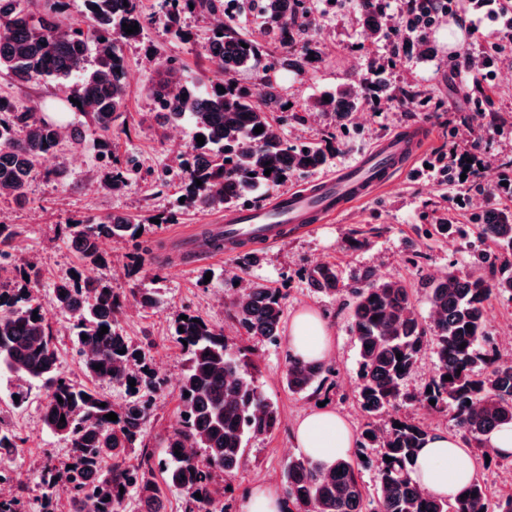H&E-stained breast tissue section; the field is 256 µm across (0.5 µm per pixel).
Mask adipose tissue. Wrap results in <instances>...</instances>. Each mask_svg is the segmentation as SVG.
<instances>
[{"label":"adipose tissue","mask_w":512,"mask_h":512,"mask_svg":"<svg viewBox=\"0 0 512 512\" xmlns=\"http://www.w3.org/2000/svg\"><path fill=\"white\" fill-rule=\"evenodd\" d=\"M333 346L330 328L315 311L307 309L293 316L287 338L291 357L322 360ZM295 440L305 455L328 468L349 456L355 444L344 418L326 406L312 409L298 421ZM476 469L474 455L457 435L437 431L420 449L413 476L429 493L452 500L471 481Z\"/></svg>","instance_id":"1"}]
</instances>
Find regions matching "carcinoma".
<instances>
[{
  "label": "carcinoma",
  "mask_w": 512,
  "mask_h": 512,
  "mask_svg": "<svg viewBox=\"0 0 512 512\" xmlns=\"http://www.w3.org/2000/svg\"><path fill=\"white\" fill-rule=\"evenodd\" d=\"M31 0H0V73L19 83L81 76L71 107L89 118L62 125L46 113L22 107L0 97V194L21 204L27 200L36 170L64 143L80 144L95 136L98 154L111 153L112 124L125 111L126 62L123 42L144 36L150 17L140 0H83L86 27L64 21L63 0H46L33 11ZM360 17L377 36L385 35L373 0H361ZM168 31L186 36L180 25L185 13L216 14L224 0H164ZM265 33L285 53L295 57L292 66L304 72L319 61L314 24L306 0H261L255 9ZM138 24L128 34L122 24ZM96 60L86 69L89 46ZM207 59L222 67L224 78L197 89L181 84L177 67L166 64L165 78L152 85L153 119L165 126L189 118L195 134L184 162L182 196L175 208L210 210L237 203L260 188L281 184L279 178L315 170L327 161L321 142L288 143L273 134L269 113L279 104L277 87L265 84L261 97L238 84L237 72L258 66L264 47L242 31L228 16L214 26L204 46ZM315 98L309 109L334 113L343 121L363 108L372 94L357 84H346ZM263 127L260 134L254 128ZM271 174L266 176V169ZM129 169L115 167L105 174L104 185L121 191L128 185ZM202 185H196V180ZM144 225L122 215L98 220H78L65 225L83 265L106 266L112 258L101 249V240L136 242ZM16 234L10 224H0L1 260L10 257L7 247ZM482 245L505 244L512 250V210H498L477 225ZM480 271L460 276L453 271L426 283V299L433 326L426 327L409 289L399 281L372 278L362 273L350 288L339 287L338 267L330 262L312 265L310 287L326 296H346L351 330L359 351L357 394L361 410L370 418L389 416L383 429L369 423L357 443V455L378 448L376 460L341 459L325 470L304 455L292 457L284 469L283 493L290 512H512V492L489 495L487 486L474 479L454 501L435 497L413 479L419 448L431 431L408 417L390 413L399 402H415L437 413L451 415L464 445L487 451L485 436L512 424V363L503 361L487 329L491 298L512 301V274L495 276L499 257L482 249L477 253ZM15 288L0 289V370L22 381H33L44 390L40 402L42 423L65 439L72 450V467L46 465L40 473L43 487L38 512H54L49 491L59 482L69 488L72 512H164L155 469L165 473L167 484L186 497L185 512H225L212 475L231 478L239 470L248 438L271 433L278 422L276 407L253 376L254 363L241 349L229 346L224 334L205 321L176 319L174 335L187 341L188 364L179 381L182 402L177 425L167 438L166 458L141 445L151 416L154 394L163 379L154 370L149 353L124 335L121 319L130 300L142 307L159 303L156 294L132 288L117 292L98 280L66 273L54 284L51 301L72 321L74 343L83 372L96 381L126 389L129 399L120 408L103 394L78 383L61 368L54 332L38 296L39 271L30 262L11 263ZM285 296L264 283L250 282L246 293L233 304V316L249 337L272 344L280 342ZM108 333L100 336L101 327ZM87 339H82V336ZM432 348L436 366L427 387L410 393L404 382L416 367L424 347ZM126 349L121 354L119 350ZM401 357H396V354ZM101 369L96 370L94 366ZM318 361L288 359L283 380L288 391L301 394L322 376ZM451 376L447 381L444 376ZM136 381L130 386V381ZM435 404H430V401ZM114 413L118 420L105 415ZM65 422H60V418ZM401 427H396V424ZM18 448L16 435L0 429V458ZM139 449L137 462L128 455ZM180 448H199L201 457L176 455ZM392 461H386V458ZM375 465L376 487L370 494L360 480V467ZM0 483L12 495L0 499V512H20L26 487L13 471L0 468ZM201 498H196L195 494Z\"/></svg>",
  "instance_id": "obj_1"
}]
</instances>
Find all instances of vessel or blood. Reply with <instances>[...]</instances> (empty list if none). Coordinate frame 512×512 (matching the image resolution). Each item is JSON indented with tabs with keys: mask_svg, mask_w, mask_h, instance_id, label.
<instances>
[{
	"mask_svg": "<svg viewBox=\"0 0 512 512\" xmlns=\"http://www.w3.org/2000/svg\"><path fill=\"white\" fill-rule=\"evenodd\" d=\"M422 147L411 133L389 134L352 164L311 184L276 196L267 204L225 211L211 233L221 235L219 255L236 254L242 243L259 248L280 243L288 234L333 219L388 186L420 155Z\"/></svg>",
	"mask_w": 512,
	"mask_h": 512,
	"instance_id": "obj_1",
	"label": "vessel or blood"
}]
</instances>
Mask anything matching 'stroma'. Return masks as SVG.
<instances>
[{"mask_svg": "<svg viewBox=\"0 0 512 512\" xmlns=\"http://www.w3.org/2000/svg\"><path fill=\"white\" fill-rule=\"evenodd\" d=\"M310 2L320 62L296 73L269 43L264 68L237 77L241 85L251 88L265 80L277 87L281 106L273 112L272 123L279 136L291 143L305 138L330 143L324 170L334 171L383 136L419 127L426 137L424 159L428 162L447 156L453 144L476 145L484 164L480 178L463 184L436 174L413 177L404 172L388 189L334 221L288 236L272 248L247 246L225 258L183 259L182 245L172 237V229L209 224L220 212L174 210L192 129L186 122L158 128L149 118L153 110L149 87L157 77L158 63L170 59L180 66L181 82L199 84L221 78L220 69L203 54L214 21L209 14H184L181 25L187 38L180 41L166 30L163 0H141L144 13L153 17L154 23L140 41L121 47L127 62V108L112 129L113 157L121 161L131 158L137 165L128 187L114 192L100 185L104 164L88 140L49 159L48 168L57 170L58 175L49 179L37 173L29 203L19 205L0 196V223L16 230L11 253L30 260L40 270L38 289L43 304H50L57 278L75 268L120 292L141 288L158 293V306L129 304L121 322L125 335L149 351L167 381L154 398L143 438L156 456H163L165 441L182 409L178 383L187 355L173 334L178 316L185 312L199 315L223 332L230 345L247 348L256 365V381L277 409L278 425L272 433L249 439L242 464L231 480L232 491L224 497L228 512H240L242 498L254 487L280 488L288 459L300 453L295 423L317 403L329 402L354 433H361L368 423L357 398L358 350L348 310L342 300L310 288L306 267L314 262L334 263L347 284L366 270L402 281L412 288L422 319H429L424 277L448 271L465 275L474 270L476 236L471 227L481 223L486 212L505 206L506 199L495 185L500 175L512 177V79L504 77L505 67L498 64L489 87L482 88L473 84L469 74L453 68L459 54L469 55L474 62L482 60L484 43L465 37L455 47H448L440 36L442 29L453 25L448 18L432 27L420 46L409 50L401 42L393 45L372 38L352 0ZM377 69L384 72L390 101L367 112L365 119L353 118L340 127L334 115L307 111L311 98ZM411 86L421 89V97H405ZM0 94L45 112L65 110L58 85L50 81L20 84L0 74ZM169 212L173 221L148 225L139 246L118 249L104 241L102 248L111 254L112 262L102 267H82L71 243L58 233L59 225L110 213L145 221ZM437 223L449 224L447 236H427L430 225ZM248 281L285 293L286 316L310 308L331 328L334 352L327 360L329 373L318 390L290 393L282 381L288 362L286 344L259 341L238 328L230 301L238 292V283ZM487 319L500 355L512 361V302L492 299ZM16 386V379H0V428L20 439L6 464L27 485L28 497L33 500L42 494L39 475L43 466L64 467L71 452L65 440L50 434L42 424L41 389L30 386L28 403L18 408L11 398Z\"/></svg>", "mask_w": 512, "mask_h": 512, "instance_id": "1", "label": "stroma"}]
</instances>
